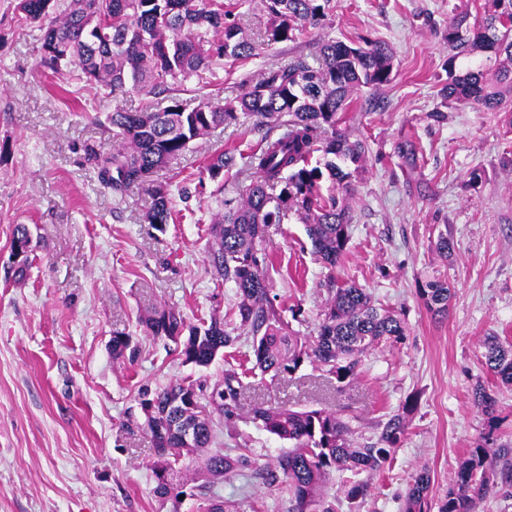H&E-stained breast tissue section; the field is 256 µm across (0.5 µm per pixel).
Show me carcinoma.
<instances>
[{"mask_svg":"<svg viewBox=\"0 0 512 512\" xmlns=\"http://www.w3.org/2000/svg\"><path fill=\"white\" fill-rule=\"evenodd\" d=\"M253 0H18V11L41 31V64L53 75L84 87L100 89L111 98L130 85L151 97L168 93L162 109L128 112L116 108L107 116L112 144L84 145L100 185L123 199L134 187H144L151 203L143 221L162 231L173 220L172 183L154 175L179 158L198 139L247 117L267 128L258 151L238 162L237 154L222 147L208 157L205 171L211 180L237 169L250 175L232 185L219 186L216 200L222 213L212 226L213 241L205 261L214 274L236 289L229 319L213 317L192 325L180 311L162 308L141 323L148 335L173 345L186 364L207 367L240 336L249 341L253 370L275 379L295 373L309 362L341 389L358 379L363 357L383 345L404 340L405 320L382 308L364 288L343 283L330 289L317 335L296 336L288 331L271 297L262 248L270 226L294 213L305 224L313 254L329 270L331 283L344 255L352 221L345 199L354 189V174L365 161V146L340 126L363 89H377L393 78V53L381 41L361 39L346 44L334 39L319 43L315 63L297 57L263 72L239 95L190 108L178 98L193 81L200 89L213 84L211 76L227 62L255 55L258 44L244 36L241 9ZM263 16L261 45L294 42L309 28L326 24L332 0H259ZM483 14L467 12L448 20V82L439 90L450 101L468 100L486 111L504 109L512 95V0H484ZM479 53L500 62L488 77ZM319 157H314V154ZM31 231L18 224L10 249H24L13 267L14 279L26 276ZM418 299L435 317L448 314L453 297L447 280L432 277L419 283ZM131 336L112 332V354L125 356ZM483 366L503 385H512V345L496 336L484 339ZM243 388L237 369H224V378L211 397L193 383H176L153 390L142 386L138 402L157 459L154 493L166 499L170 487H190L199 512H227L224 502L211 495V485L239 470L251 469L263 484L288 495V512H336L324 496L332 471H379L392 459L406 435L417 401L408 399L378 424L376 440L363 444L353 437L350 423L339 412L293 409L286 406L253 410V419L288 451L264 465L249 455L210 451L221 428L231 432L241 419ZM476 409L491 415L498 400L485 387L473 395ZM490 450H470L458 466L444 495L433 498L431 476L423 468L408 485L403 512H478L494 489V471L487 462ZM187 471L172 482V475Z\"/></svg>","mask_w":512,"mask_h":512,"instance_id":"1","label":"carcinoma"}]
</instances>
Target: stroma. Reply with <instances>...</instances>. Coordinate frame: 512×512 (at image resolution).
I'll return each instance as SVG.
<instances>
[{"label":"stroma","mask_w":512,"mask_h":512,"mask_svg":"<svg viewBox=\"0 0 512 512\" xmlns=\"http://www.w3.org/2000/svg\"><path fill=\"white\" fill-rule=\"evenodd\" d=\"M16 3L0 0V512H196L195 500L156 497L152 439L127 422L140 386L189 381L209 389L230 366L244 371L243 411L260 403L341 411L354 416L361 443L375 440L380 420L417 396L390 464L358 475L365 496L348 500L344 473L331 474L336 512H402L420 468L429 470L439 496L471 448L512 450V387L482 366L484 337L512 343L511 117L439 94L448 79V19L476 12L481 0H334L324 27L260 48L225 68L218 85L220 97L236 96L269 67L314 59L324 37H364L394 50L392 82L364 90L351 113L349 130L364 142L366 161L349 199L350 240L335 278L402 313L406 336L371 350L358 379L340 391L308 363L260 380L243 358L244 343L199 369L165 340L145 335L140 318L160 307L195 324L224 316L235 301L233 286L218 284L205 262L215 185L204 181L183 219L162 232L142 221L151 202L144 189L119 200L102 188L84 143L111 141L104 124L113 107L134 112L150 101L132 91L112 101L90 87L64 91L40 67L39 32L20 23ZM408 137L419 146L411 165L398 156ZM260 139L249 121L215 131L158 178H198L215 148L246 154ZM18 224L29 226L34 246L20 283L9 263ZM442 235L456 247L445 259L432 249ZM264 249L290 331L315 335L329 279L298 217L273 226ZM433 276L454 289L443 318L431 316L416 294ZM116 330L130 333L135 360L113 357ZM480 385L498 399L496 428L473 405ZM217 447L230 455L251 449L261 464L288 449L246 418L233 435H220ZM213 491L231 512L288 510L286 496L243 474L225 477Z\"/></svg>","instance_id":"stroma-1"}]
</instances>
